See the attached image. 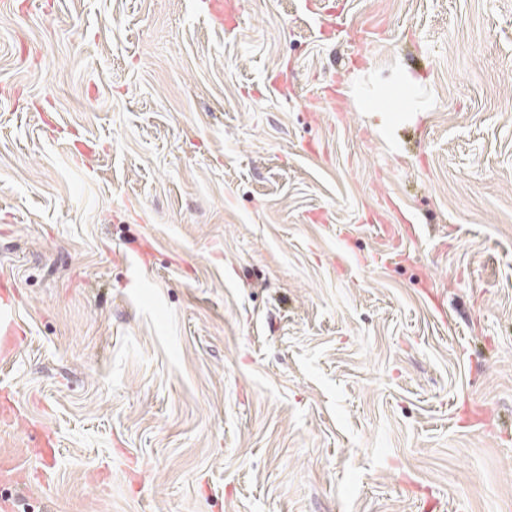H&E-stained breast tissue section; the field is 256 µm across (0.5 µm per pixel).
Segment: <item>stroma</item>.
Instances as JSON below:
<instances>
[{
  "mask_svg": "<svg viewBox=\"0 0 512 512\" xmlns=\"http://www.w3.org/2000/svg\"><path fill=\"white\" fill-rule=\"evenodd\" d=\"M227 6H0V499L512 512V0Z\"/></svg>",
  "mask_w": 512,
  "mask_h": 512,
  "instance_id": "obj_1",
  "label": "stroma"
}]
</instances>
